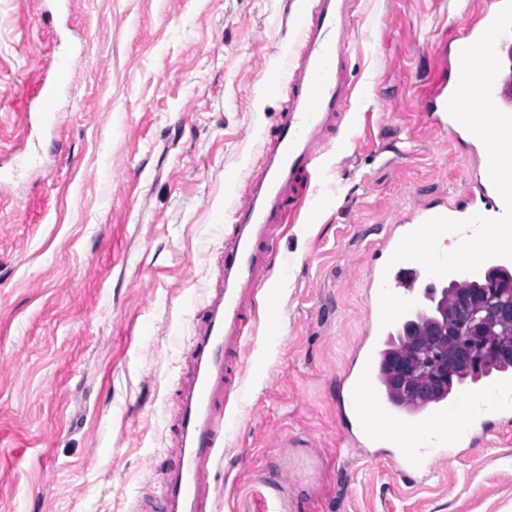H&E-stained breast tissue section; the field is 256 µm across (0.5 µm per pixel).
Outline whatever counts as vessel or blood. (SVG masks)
Returning a JSON list of instances; mask_svg holds the SVG:
<instances>
[{"instance_id": "obj_1", "label": "vessel or blood", "mask_w": 512, "mask_h": 512, "mask_svg": "<svg viewBox=\"0 0 512 512\" xmlns=\"http://www.w3.org/2000/svg\"><path fill=\"white\" fill-rule=\"evenodd\" d=\"M351 0H315L311 10L297 18V45L286 57L292 72L283 101L285 118L266 156L261 157L262 179L258 190L233 210L232 248L224 261L221 283L204 303L192 341V369L179 408L176 452L163 470L162 501L143 496L133 512H212L216 486L212 479L216 448L224 438V406L230 395L240 393L247 337L251 331L250 308L264 287L276 248L274 228L286 216L284 195L297 176L310 172L321 156L327 131L348 108L349 92L345 57L349 44L345 24ZM476 11L464 32L448 43L436 68L432 91L417 114L420 127L461 136L465 127L447 111L460 74V52L476 42L501 9ZM73 61L59 58L52 85L40 88L42 112H52L57 87L70 81ZM492 98L503 112L512 114V76L499 71ZM479 209L438 199L398 216L378 251L384 260L401 239L426 220L444 216L463 220L479 213L501 216L502 198L491 181L480 183ZM421 263L404 260L391 268L376 266L374 287L395 282L401 272H423ZM390 327L380 324L378 296L366 306L364 335L357 345L355 362L344 375L340 408L352 426L371 445H387L393 464L406 478L433 470L439 461L474 447L487 431V419L512 414V377L503 375L476 389L465 390L447 401L422 409L391 404L379 386L376 368L379 346Z\"/></svg>"}]
</instances>
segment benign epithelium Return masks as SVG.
I'll return each instance as SVG.
<instances>
[{"mask_svg":"<svg viewBox=\"0 0 512 512\" xmlns=\"http://www.w3.org/2000/svg\"><path fill=\"white\" fill-rule=\"evenodd\" d=\"M456 295L448 304L443 293L428 315L425 335L409 330L390 360L391 388L404 398L419 401L438 392H452L454 382L479 374L483 362L511 359L512 347L503 337L492 336L490 325L512 321V290L491 283L482 290L484 298Z\"/></svg>","mask_w":512,"mask_h":512,"instance_id":"7a95c632","label":"benign epithelium"}]
</instances>
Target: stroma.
<instances>
[{"label": "stroma", "instance_id": "obj_1", "mask_svg": "<svg viewBox=\"0 0 512 512\" xmlns=\"http://www.w3.org/2000/svg\"><path fill=\"white\" fill-rule=\"evenodd\" d=\"M477 2L354 0L351 107L278 239V307L252 317L215 512H512V417L408 487L388 449L341 444L336 414L388 225L470 182L468 140L414 114ZM312 5L0 0V512H131L159 489L195 315ZM63 55L47 120L31 90Z\"/></svg>", "mask_w": 512, "mask_h": 512}]
</instances>
